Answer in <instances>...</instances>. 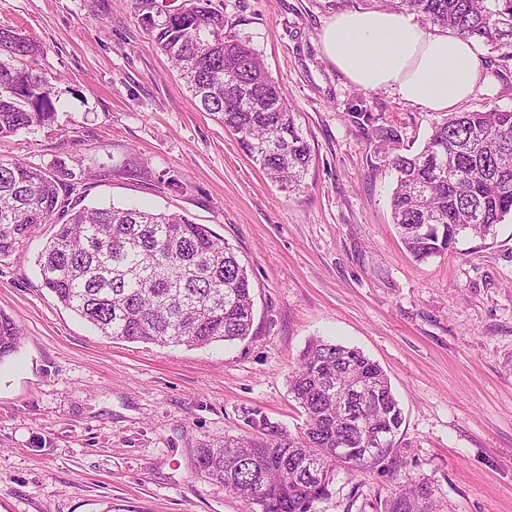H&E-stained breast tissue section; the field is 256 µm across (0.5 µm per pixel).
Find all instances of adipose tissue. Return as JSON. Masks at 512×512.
<instances>
[{
	"label": "adipose tissue",
	"mask_w": 512,
	"mask_h": 512,
	"mask_svg": "<svg viewBox=\"0 0 512 512\" xmlns=\"http://www.w3.org/2000/svg\"><path fill=\"white\" fill-rule=\"evenodd\" d=\"M327 61L353 84L391 91L403 102L447 112L481 79L478 47L454 31H429L407 11H349L320 36Z\"/></svg>",
	"instance_id": "1"
}]
</instances>
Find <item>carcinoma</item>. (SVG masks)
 <instances>
[{"label": "carcinoma", "mask_w": 512, "mask_h": 512, "mask_svg": "<svg viewBox=\"0 0 512 512\" xmlns=\"http://www.w3.org/2000/svg\"><path fill=\"white\" fill-rule=\"evenodd\" d=\"M434 26L496 43L512 54V0H386ZM167 13L154 46L180 72L201 108L236 136L245 155L285 192L304 187L311 145L265 63L228 31L213 0ZM35 42L0 29V137L51 123L53 90L23 63ZM382 146L398 130L377 127ZM393 224L417 262L448 251L462 235L486 240L512 218V110L460 112L436 122L422 149L394 153ZM83 184L59 164L51 171L0 160V259L43 224L54 232L37 258L41 286L103 336L201 348L252 335L247 268L208 226L176 213L81 204ZM21 332L0 311V362ZM305 421L287 432L259 408L242 411L247 432L198 448L196 467L244 502L246 512H314L329 495L312 469L399 466L402 411L383 368L362 351L309 340L288 376ZM346 449V456L332 449ZM432 489L408 480L379 501L380 512H432Z\"/></svg>", "instance_id": "1"}]
</instances>
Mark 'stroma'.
<instances>
[{"label":"stroma","instance_id":"1","mask_svg":"<svg viewBox=\"0 0 512 512\" xmlns=\"http://www.w3.org/2000/svg\"><path fill=\"white\" fill-rule=\"evenodd\" d=\"M262 56L308 135L303 191L288 193L202 112L132 0H0V29L37 45L56 119L0 138V159L79 174L89 206L188 216L236 251L253 286V334L204 348L101 335L41 286L42 226L0 260V311L22 339L0 362V512H244L195 469L198 448L243 434L261 408L290 432L304 418L288 374L310 338L355 347L390 378L405 467L337 470L316 512H376L414 478L436 512H512V220L418 263L391 220L388 150L353 108L423 147L430 112L365 90L329 64L320 34L379 0H214ZM494 93L461 112L512 109V58L480 46ZM183 189L172 190L168 177Z\"/></svg>","mask_w":512,"mask_h":512}]
</instances>
